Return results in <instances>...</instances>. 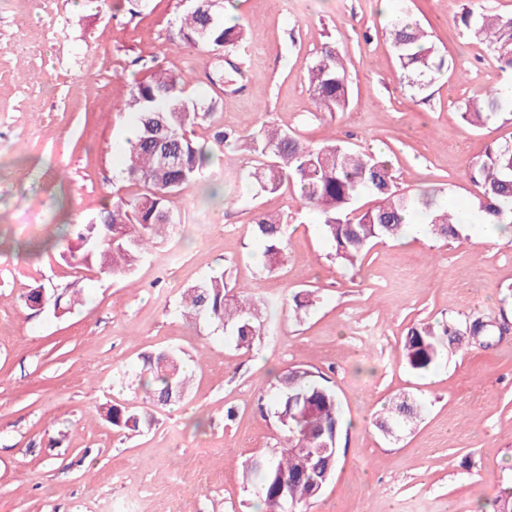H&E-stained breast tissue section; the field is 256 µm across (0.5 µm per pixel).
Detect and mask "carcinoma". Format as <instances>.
Returning <instances> with one entry per match:
<instances>
[{
	"mask_svg": "<svg viewBox=\"0 0 512 512\" xmlns=\"http://www.w3.org/2000/svg\"><path fill=\"white\" fill-rule=\"evenodd\" d=\"M223 0L184 11L178 27L182 41L192 47L214 51L231 49L244 40L243 27L224 24ZM465 31L486 41L502 66L512 68V15L491 18L467 10L461 17ZM390 36L406 86L419 92L438 78L452 62L440 54L427 34L406 16L389 23ZM308 90L321 112H342L349 105L350 80L343 55L326 45L317 54L308 74ZM124 107L136 118L139 135L128 142L123 170L125 180L141 188L131 198L120 195L112 208L82 226V262L95 264L114 276H125L144 259L148 246L162 228L180 223L169 207L173 195L203 178L207 163L224 155L226 144L236 140L215 116V103L186 94L182 76L156 71L131 90ZM463 122L481 128L500 117H512V98L490 91L465 103L459 113ZM195 126L210 129V140L199 145L188 132ZM249 151L257 156L248 176L258 188L274 194L286 184L295 185L307 208L318 218L323 235L332 242L336 259L356 264L367 247L382 240H396L406 231V218L417 217L425 233L460 240L471 214L485 215L491 224L512 225V144L489 146L471 169L470 182L477 188L475 205L468 211L439 204L432 193L407 194L395 181L389 162L356 151L333 138L318 145L303 141L296 133L264 124L249 138ZM369 193L375 204L365 210L354 207ZM251 234L261 242L270 266L284 263L288 251V225L265 211L253 214ZM181 300L185 317H204L215 330H228L237 345L250 346L268 330L258 305L239 299L227 289L224 272L214 271L201 283L185 289ZM444 320L412 326L402 345V357L412 370L433 368L448 351L462 344V337L476 334ZM139 382L155 405H167L184 396L187 379L178 353L162 350L143 357ZM273 417L283 433V443L260 460L250 461L245 480L259 483L264 512H285L302 506L321 494L322 460L327 449L339 448L342 417L336 392L317 380L316 372L303 366L287 370L272 386ZM106 421L119 430L139 432L152 425L149 415L134 408L109 405L102 408ZM418 417L417 406L403 398L392 404L378 427L394 420Z\"/></svg>",
	"mask_w": 512,
	"mask_h": 512,
	"instance_id": "1",
	"label": "carcinoma"
}]
</instances>
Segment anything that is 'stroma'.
Wrapping results in <instances>:
<instances>
[{"mask_svg":"<svg viewBox=\"0 0 512 512\" xmlns=\"http://www.w3.org/2000/svg\"><path fill=\"white\" fill-rule=\"evenodd\" d=\"M236 2L244 43L218 52L178 38L181 0H0V512H255L243 467L281 440L260 397L295 365L327 380L343 420L337 467L308 512H494L512 489V239L488 227L462 242L409 234L343 265L298 190L260 192L247 179L255 157L237 146L172 197L180 224L130 278L50 247L63 225L137 193L123 179L134 117L122 105L158 68L214 100L240 136L268 123L310 143L340 138L388 159L402 191L469 208L468 166L512 143V120L473 130L457 114L512 84V68L457 21L471 8L511 15L512 0H396L394 13L419 20L452 62L420 94L401 81L378 0ZM327 42L353 81L350 107L334 115L307 87ZM258 209L288 222L282 267H265L250 235ZM218 269L232 295L269 305L270 331L250 347L183 315L182 291ZM66 286L83 302L62 315L52 295ZM37 287L45 304L27 306ZM306 289L312 305L293 313ZM441 318L506 331L410 370L408 329ZM162 349L185 359L190 381L181 403L157 407L132 372ZM403 393L421 416L383 434L374 421ZM106 403L155 424L113 429Z\"/></svg>","mask_w":512,"mask_h":512,"instance_id":"stroma-1","label":"stroma"}]
</instances>
